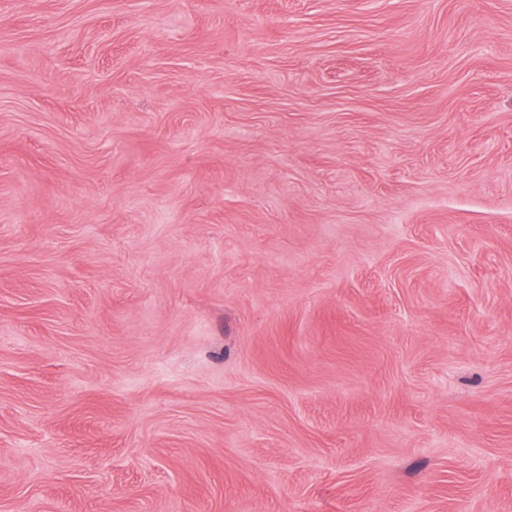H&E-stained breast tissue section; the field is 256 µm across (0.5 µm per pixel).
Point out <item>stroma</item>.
<instances>
[{
  "label": "stroma",
  "instance_id": "stroma-1",
  "mask_svg": "<svg viewBox=\"0 0 512 512\" xmlns=\"http://www.w3.org/2000/svg\"><path fill=\"white\" fill-rule=\"evenodd\" d=\"M0 512H512V0H0Z\"/></svg>",
  "mask_w": 512,
  "mask_h": 512
}]
</instances>
